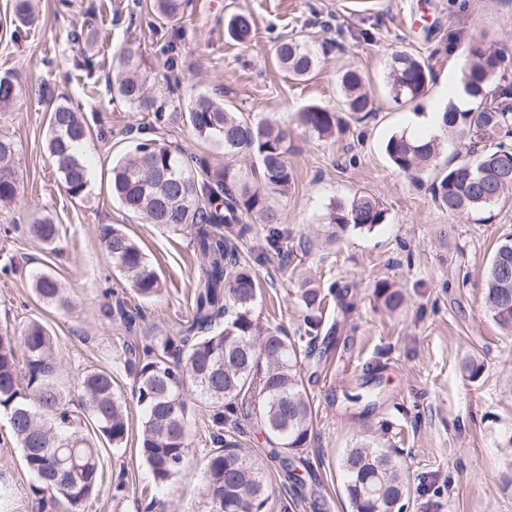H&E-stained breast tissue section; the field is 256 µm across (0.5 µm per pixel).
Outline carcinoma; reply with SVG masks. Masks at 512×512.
I'll use <instances>...</instances> for the list:
<instances>
[{
    "label": "carcinoma",
    "mask_w": 512,
    "mask_h": 512,
    "mask_svg": "<svg viewBox=\"0 0 512 512\" xmlns=\"http://www.w3.org/2000/svg\"><path fill=\"white\" fill-rule=\"evenodd\" d=\"M151 8L168 21H177L184 0H152ZM13 16L21 24L35 20L32 0H13ZM234 41L254 37V22L246 14H233L225 26ZM279 67L294 79L307 77L317 56L304 41L286 37L276 48ZM505 58L489 52L482 39L469 42L462 67L466 92L480 100L477 108H448L442 115L445 129L475 143L495 141L472 162L453 166L435 176L431 195L451 214L483 210L512 198V147L505 135L512 129V82L497 80ZM120 71L108 83L111 93L128 105L165 118L164 104L150 94L144 61L137 52L122 49ZM433 80L432 69L414 55L399 51L388 64L387 83L393 100L418 103ZM345 111L362 122L374 111V96L360 71L346 69L339 78ZM21 88L0 77V108L14 104ZM48 151L68 196L84 197L88 168L77 148L88 129L69 106L48 100ZM186 121L200 140L211 141L232 157L248 153L259 161L260 184L250 185L234 169L212 170L186 161L184 154L154 138H144L112 167V196L146 224H159L178 232L190 229L192 244L201 258L191 315L173 336L144 345L142 351L122 347L123 368L133 380V397L142 408V434L138 452L154 485L163 486L185 470L193 453L190 442V407L205 404L216 428V448L208 456L202 476V512H271L273 492L262 464L244 453L241 445L223 434L224 424L237 415L255 413L272 444L270 457L279 460L294 478L295 456L306 447L313 422L312 404L302 377L301 361L288 335L264 328L254 315L257 279L241 257L239 242L250 226L244 216L257 215L269 224L261 255H283V234L269 206L272 194L283 195L293 183L288 166V134L267 121L248 122L224 107V101L200 95L189 105ZM298 122L320 137H339L349 129L338 112L308 105ZM435 136L391 134L384 152L393 169L417 184L440 152ZM14 146L0 140V202L14 201L21 180L12 166ZM326 239L333 243L351 229L371 232L388 221L378 197L359 192L336 199L328 206ZM47 244L58 234L44 219L31 225ZM99 240L113 266L140 298L161 292L157 271L138 243L122 228L106 224ZM37 299L68 310L71 302L56 277L48 272L33 276ZM376 296L390 311L402 307V292L388 281L375 285ZM338 298V309L352 308L351 285L332 282L299 289L306 315L299 339H316L322 325L326 295ZM484 300L491 318L512 335V239L496 249L484 276ZM118 315L126 327L136 315L122 300L104 315ZM23 356L28 372L27 393L20 387L14 340L0 335V409L9 415L15 439L22 448L26 470L34 477L32 492L44 505L81 512L98 484L99 448L85 432L92 423L96 433L112 447L127 441L129 420L117 395L112 373L89 370L77 384L80 409H73L55 382L57 341L40 321L24 330ZM340 466L352 512H401L409 504V476L398 454L377 441H364L346 449Z\"/></svg>",
    "instance_id": "cac0c4a2"
}]
</instances>
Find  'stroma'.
<instances>
[{"instance_id": "35a3bbf8", "label": "stroma", "mask_w": 512, "mask_h": 512, "mask_svg": "<svg viewBox=\"0 0 512 512\" xmlns=\"http://www.w3.org/2000/svg\"><path fill=\"white\" fill-rule=\"evenodd\" d=\"M36 20L15 28L12 0H0V76H11L22 95L0 112V138L14 144L20 197L0 206V332L22 338L38 319L59 341L58 382L69 400L89 369H108L126 402L129 438L122 448L100 441V482L84 512H141L156 496L160 512H196L202 472L213 445L209 413L195 404L190 419L194 452L182 475L152 489L136 448L142 413L132 398L133 381L115 353L122 345L143 347L175 335L191 313L199 270L190 231L172 232L144 223L112 198V162L151 127L153 115L112 99L115 52L128 46L143 58L153 95L167 98L168 120L158 139L203 158L214 169L231 165L241 174L257 170L253 156L224 155L221 146L198 140L185 113L201 94L222 91L240 118L267 120L288 130V163L294 182L275 195L271 208L282 217L288 255L271 262L258 254L268 231L252 216L241 246L260 283L255 315L263 325L295 336L306 311L296 291L302 277L353 286L354 307L336 334L326 362L305 387L314 408L310 441L300 452L302 484L284 478L256 417L239 418L231 431L265 467L272 512H350L339 462L365 434L396 449L412 479L425 491L412 493L408 512H512V457L501 451L512 436V335L487 313L482 275L497 245L512 235V202L484 212L452 215L434 202L428 186L397 173L382 150L391 134L424 120L445 99L461 72L458 56L471 37L503 53L500 77L512 81V0H186L181 18H159L133 0H35ZM95 12L100 38L77 46L70 35ZM252 17L256 36L244 45L229 39L230 15ZM300 34L315 50L318 65L303 81L285 77L275 61L280 37ZM176 39L178 67L169 70L165 46ZM454 43V54L442 47ZM407 50L429 64L435 79L419 106H396L386 85L390 56ZM361 70L375 97V115L351 123L339 138L322 139L297 123L305 106L341 110V71ZM177 91H170L171 74ZM80 113L89 129L82 157L89 168L84 198L63 190L47 151L48 100ZM365 191L379 197L389 221L372 232L350 231L331 245L316 241L333 200ZM48 217L59 228L53 245L30 230ZM122 227L142 247L157 271L161 292L140 300L123 289L111 257L101 248L99 228ZM447 240H440V230ZM49 271L72 302L69 310L38 301L31 275ZM395 283L405 294L397 312L374 295L377 281ZM124 291L141 316L135 333L109 321L104 309ZM483 365L469 379L463 363ZM123 492H115L118 481ZM33 479L0 412V512H43Z\"/></svg>"}]
</instances>
